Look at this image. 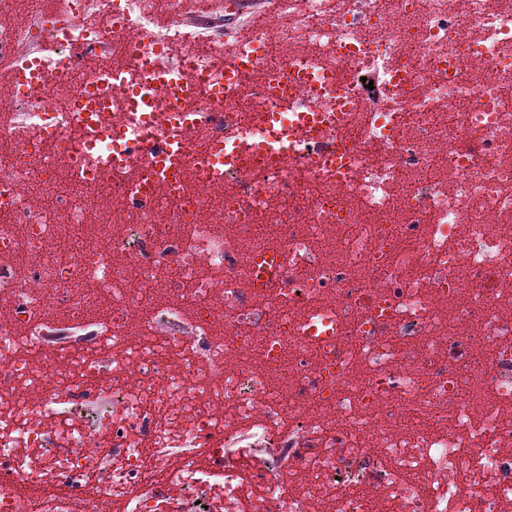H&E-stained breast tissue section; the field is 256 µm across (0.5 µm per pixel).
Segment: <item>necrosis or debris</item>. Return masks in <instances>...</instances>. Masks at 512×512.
<instances>
[{
    "label": "necrosis or debris",
    "mask_w": 512,
    "mask_h": 512,
    "mask_svg": "<svg viewBox=\"0 0 512 512\" xmlns=\"http://www.w3.org/2000/svg\"><path fill=\"white\" fill-rule=\"evenodd\" d=\"M15 3L0 63L43 79L0 108V493L512 512V0H279L238 88L181 0L161 30L147 0ZM148 57L202 75L194 128ZM97 79L105 124L74 110ZM160 140L184 190L136 183Z\"/></svg>",
    "instance_id": "4bbe7bcc"
}]
</instances>
